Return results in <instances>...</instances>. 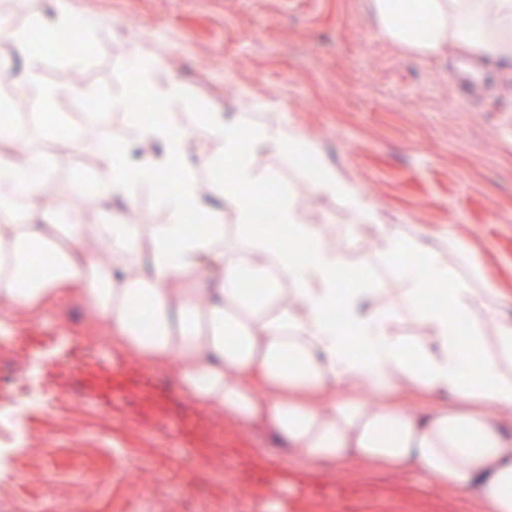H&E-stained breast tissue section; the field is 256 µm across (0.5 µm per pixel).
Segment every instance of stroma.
<instances>
[{"mask_svg": "<svg viewBox=\"0 0 512 512\" xmlns=\"http://www.w3.org/2000/svg\"><path fill=\"white\" fill-rule=\"evenodd\" d=\"M92 21L82 36L95 51L42 59L39 77L60 84L78 73L76 94L51 106L55 127L29 108L19 58L0 75V116L28 150L63 135L97 105L111 136L134 117L113 109L112 92L164 66L183 90L167 121L194 126L202 112L242 113L250 129L293 125L319 154L302 165L260 152L257 173H275L276 192L344 244L356 215L315 194L323 164L355 183L380 223L465 242L482 257L471 288L493 282L512 297V56L480 58L447 49L422 57L380 35L368 0H66ZM138 57L127 53L129 44ZM82 155L54 167L57 197L90 189L99 169ZM360 282L395 295V262L365 235L348 251ZM67 323L60 332L58 323ZM0 512H488L475 497L429 487L414 468H328L292 457L266 432H242L179 391L171 369L116 359L81 305L61 302L42 317L0 328Z\"/></svg>", "mask_w": 512, "mask_h": 512, "instance_id": "1", "label": "stroma"}]
</instances>
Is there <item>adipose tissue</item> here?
I'll list each match as a JSON object with an SVG mask.
<instances>
[{"label":"adipose tissue","instance_id":"obj_1","mask_svg":"<svg viewBox=\"0 0 512 512\" xmlns=\"http://www.w3.org/2000/svg\"><path fill=\"white\" fill-rule=\"evenodd\" d=\"M380 32L405 49L434 55L449 46L496 56L512 46V0H368ZM24 89L39 105L58 88L40 83L29 32L14 31ZM0 123V308L29 319L62 298L79 303L102 327L113 356L174 368L182 393L225 422L261 429L318 465L357 462L401 472L418 467L433 488L476 495L489 512H512V318L501 289L456 285L443 248L398 226L381 224L357 187L323 166L312 188L338 199L368 224L390 259L405 253L409 288L387 300L379 288L344 289L341 249L323 225L290 201L272 211L277 231H255L275 174L257 177L253 149L295 152L315 144L294 126L251 132L240 118L202 113L196 127L142 124L124 138L101 137L97 166L119 173L99 184L94 201L104 224L66 221L65 201H51L50 154L70 155L58 140L23 158L9 154ZM181 178L157 190L161 172ZM231 171L224 199L237 236L227 242L224 215L200 192L196 173ZM156 189L167 214L152 236L110 212L133 205L136 188ZM200 217L191 230L192 217ZM107 242L106 251L94 250ZM259 281L261 296L242 285ZM441 298L427 300L430 286ZM148 302L146 322L133 315ZM482 308L495 329L461 325ZM413 314L417 336L394 332Z\"/></svg>","mask_w":512,"mask_h":512}]
</instances>
